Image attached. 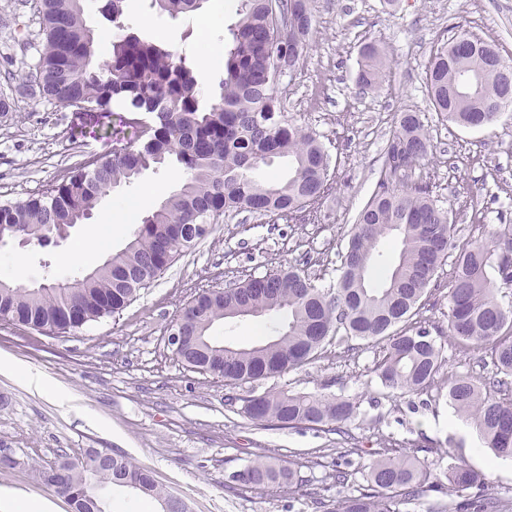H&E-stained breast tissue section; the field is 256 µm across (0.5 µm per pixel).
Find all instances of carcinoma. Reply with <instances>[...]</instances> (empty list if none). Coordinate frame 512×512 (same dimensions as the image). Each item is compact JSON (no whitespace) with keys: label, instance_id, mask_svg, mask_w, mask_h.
<instances>
[{"label":"carcinoma","instance_id":"1","mask_svg":"<svg viewBox=\"0 0 512 512\" xmlns=\"http://www.w3.org/2000/svg\"><path fill=\"white\" fill-rule=\"evenodd\" d=\"M84 2L35 0L41 48L33 83L19 92L63 106H121L133 138L122 154L81 162L41 194L0 204V242L7 237L41 245L49 236L64 238L91 218L110 190L169 162L177 163L186 178L141 215L123 250L91 271L37 288L0 278V314L12 325L58 336L130 305L177 257L200 243L192 225L205 222L213 233L220 217L232 211L314 223L331 190L329 157L319 137L286 118L277 94L281 78L300 66L312 28L310 0H241L240 19L224 44L220 100L207 107L200 105L191 59L125 29V0H103L101 12L116 32L108 58L97 61ZM204 2L150 0V8L177 18L197 12ZM285 21L294 27L291 50L279 41ZM365 47L356 77L363 92L379 87L383 78L379 46L370 42ZM501 63L489 44L466 30L438 46L427 72L434 110L465 127L492 125L503 108L512 106V89L492 72ZM432 148L420 113L401 112L379 157L372 195L340 254L336 291L318 288L289 266L204 292L186 318L174 321L185 336L176 352L179 361L235 385L313 361L335 339H355L379 349L374 372L384 387L422 393L443 376L445 358L422 325L420 307L451 253L448 336L463 351L483 349V367L491 372L479 380L448 375L447 398L495 457L512 458V396H503L512 393V303L498 300L489 276L494 270L512 283V225H499L489 243L457 245L449 211L431 199L428 186L403 183L406 171ZM276 158L288 159V177L258 179L256 171ZM387 237L398 242V258L374 285V256ZM259 316L268 317L272 335L250 347L226 346L210 336L219 320ZM356 412L355 402L334 394L272 389L243 399L241 407L262 428L307 425L338 435ZM63 465L79 492L70 502L73 512H107L109 492L128 482L135 483L134 494L160 505L172 499L147 470L121 455L105 464L92 448L61 451L37 470V477L51 487L50 474ZM445 478L438 481L427 463L393 457L385 448L368 466V489L357 495L341 494L348 472L329 474L338 496L336 507L324 512H401L400 505L430 491L451 496L467 490L460 512H500V499L485 488L479 473L454 466ZM233 479L255 488L296 483L293 469L272 458L247 465Z\"/></svg>","mask_w":512,"mask_h":512}]
</instances>
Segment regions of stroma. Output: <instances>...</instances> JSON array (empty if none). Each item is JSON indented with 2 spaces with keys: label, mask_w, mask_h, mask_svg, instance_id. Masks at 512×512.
<instances>
[{
  "label": "stroma",
  "mask_w": 512,
  "mask_h": 512,
  "mask_svg": "<svg viewBox=\"0 0 512 512\" xmlns=\"http://www.w3.org/2000/svg\"><path fill=\"white\" fill-rule=\"evenodd\" d=\"M224 14L206 11L170 18L149 0H126L130 31L153 29L166 46L195 57L207 68L201 102L218 100L224 60L200 52L198 33L223 41L237 22L238 0H223ZM313 26L300 67L283 77L278 97L287 119L319 135L329 155L332 189L316 224H293L242 211L222 216L215 233L180 256L119 315L63 336L0 323V448L22 466L0 473V490L72 512L66 499L38 482L33 472L61 450L108 448L148 469L157 484L182 498L190 512H315L313 494L333 502L326 473H351V490L365 488L371 461L384 444L397 453L441 468L464 465L481 472L512 512V462L494 467L489 450L473 453L481 438L461 430L445 389L404 394L383 387L374 373L377 352L329 346L321 358L288 373L235 386L187 369L167 344L173 321L198 292L219 290L249 277L294 266L322 289L336 286L338 250L348 241L358 212L376 181L377 158L400 112H420L431 153L406 183H425L449 210L459 242L489 240L499 224H512V108L485 128L448 123L435 112L426 71L433 51L456 29L490 43L512 61V0H311ZM30 0H0V94L12 99V117L0 121V202L41 193L88 158L123 152L121 108L85 111L43 98L18 95L27 83L40 40ZM376 42L385 52V77L377 89L356 86L360 49ZM175 167L149 170L133 184L103 198L90 224L70 228L56 244L0 245V276L30 287L63 281L77 272L67 262L72 244L101 225V256L125 247L134 229L128 204L154 208L182 181ZM120 224L118 233L110 225ZM23 267H16L17 257ZM263 317L221 320L210 330L224 344L247 346L269 331ZM24 365L49 384L41 392L13 372ZM330 393L356 402L348 440L307 427L277 430L253 425L226 406L227 396L247 397L270 388ZM273 455L297 470L292 489L250 488L231 476Z\"/></svg>",
  "instance_id": "35a3bbf8"
}]
</instances>
